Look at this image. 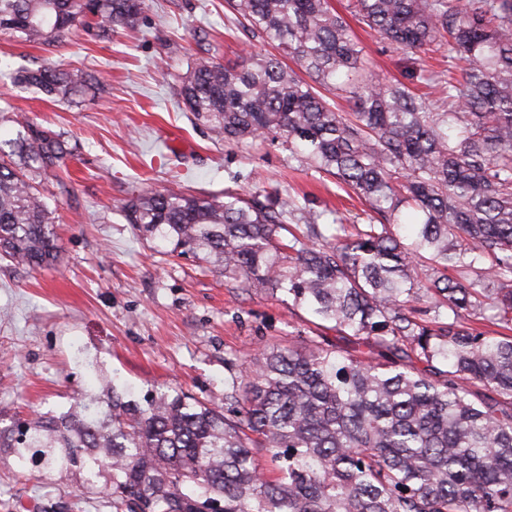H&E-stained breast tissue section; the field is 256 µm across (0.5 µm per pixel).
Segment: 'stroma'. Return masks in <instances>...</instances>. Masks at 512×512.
<instances>
[{
  "mask_svg": "<svg viewBox=\"0 0 512 512\" xmlns=\"http://www.w3.org/2000/svg\"><path fill=\"white\" fill-rule=\"evenodd\" d=\"M330 3L348 17L374 73L421 86L414 54L351 17L348 0ZM272 50L226 0H146L140 28L105 40L79 30L48 48L0 35V143L15 139L14 118L24 114L63 133L70 148L60 178L40 183L56 207L58 261L30 273L0 261V413L67 409L92 385L85 356L137 394L172 387L220 402L244 379L242 354L316 337L346 347L291 298L238 288L193 255L138 236L121 212L147 190L230 187L270 201L290 195L314 213L337 208L366 223L358 199L291 160L287 147L226 143L181 103V79L196 58L227 63ZM48 64L96 72L100 84L75 104L14 83L17 69ZM61 503L66 512H112L78 477L42 481L0 455V512H58Z\"/></svg>",
  "mask_w": 512,
  "mask_h": 512,
  "instance_id": "obj_1",
  "label": "stroma"
}]
</instances>
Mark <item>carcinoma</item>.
<instances>
[{
  "label": "carcinoma",
  "instance_id": "obj_1",
  "mask_svg": "<svg viewBox=\"0 0 512 512\" xmlns=\"http://www.w3.org/2000/svg\"><path fill=\"white\" fill-rule=\"evenodd\" d=\"M230 7L280 53L235 67L197 58L185 108L226 142L279 141L356 195L368 223L334 213L320 224L321 213L285 242L304 212L297 199L230 188L145 192L123 215L240 288L306 305L356 347L271 345L247 360L222 410L177 388L139 398L114 382L0 426V449L40 477L78 472L112 512H512V0H354L396 48L464 63L436 76L445 109L373 76L330 0ZM144 12L145 0H0V33L50 47L89 17L106 38ZM14 81L54 100L99 83L50 66ZM16 124L19 163L0 164V257L36 270L58 257L36 180L68 149L59 132Z\"/></svg>",
  "mask_w": 512,
  "mask_h": 512
}]
</instances>
